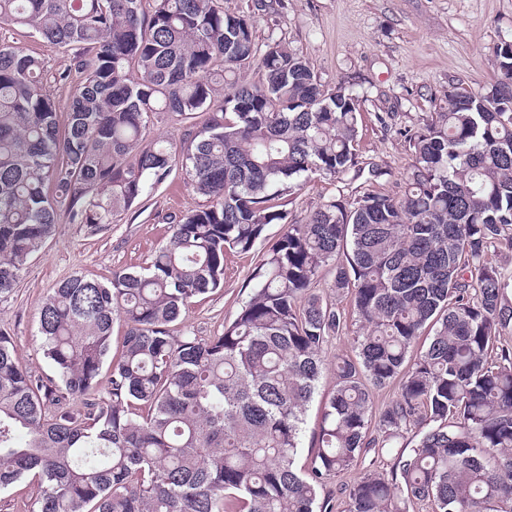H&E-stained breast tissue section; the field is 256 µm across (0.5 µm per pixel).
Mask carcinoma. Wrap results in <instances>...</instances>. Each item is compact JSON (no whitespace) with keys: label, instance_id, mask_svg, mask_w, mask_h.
I'll return each instance as SVG.
<instances>
[{"label":"carcinoma","instance_id":"carcinoma-1","mask_svg":"<svg viewBox=\"0 0 512 512\" xmlns=\"http://www.w3.org/2000/svg\"><path fill=\"white\" fill-rule=\"evenodd\" d=\"M0 25L72 50L67 122L44 59L0 44V300L63 212L110 224L179 166L207 204L172 226L150 264L110 284L75 275L39 311L53 374L32 376L0 333V491L38 484L29 512H327L331 477L372 451L390 466L349 488L347 512H512V277L487 260L512 231V41L485 91L448 86L446 108L405 130L404 192L330 199L303 224L273 200L312 176L360 170L358 110L279 43L258 50L251 16L218 0H0ZM256 64L253 81L236 79ZM205 116L176 142L150 124ZM283 225L252 295L218 336L172 328L223 285L229 251ZM328 271L329 293L315 292ZM357 359L295 457L323 370L347 327ZM126 331L97 393L112 324ZM423 345H418L421 337ZM398 381L373 411L368 384ZM415 447L393 451L410 428Z\"/></svg>","mask_w":512,"mask_h":512}]
</instances>
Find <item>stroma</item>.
<instances>
[{"instance_id": "35a3bbf8", "label": "stroma", "mask_w": 512, "mask_h": 512, "mask_svg": "<svg viewBox=\"0 0 512 512\" xmlns=\"http://www.w3.org/2000/svg\"><path fill=\"white\" fill-rule=\"evenodd\" d=\"M224 7L252 15L258 46L288 45L322 84L344 85L357 101L356 149L363 172L308 180L289 198L288 217L297 222L335 197L401 194L412 161L403 130L440 111L449 85L490 87L497 72L493 48L512 39V0H224ZM0 41L44 58L51 76L70 62L19 27L0 29ZM203 203L176 167L113 223L89 227L60 219L13 293L0 300V332L13 338L20 365L36 376L52 371L40 350L38 318L56 284L75 275L106 284L113 272L145 266L178 218ZM281 231V225H270L265 242L250 254L228 256L223 288L195 299L180 329L199 336L221 333L249 300V274ZM353 353L348 329L323 347L324 369L308 407L297 467L309 462L311 430L336 384V360Z\"/></svg>"}]
</instances>
